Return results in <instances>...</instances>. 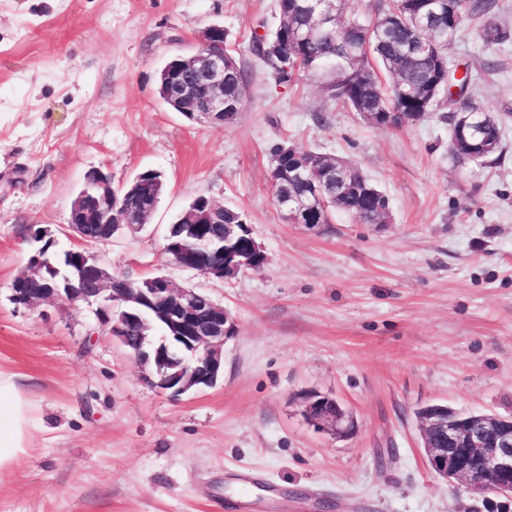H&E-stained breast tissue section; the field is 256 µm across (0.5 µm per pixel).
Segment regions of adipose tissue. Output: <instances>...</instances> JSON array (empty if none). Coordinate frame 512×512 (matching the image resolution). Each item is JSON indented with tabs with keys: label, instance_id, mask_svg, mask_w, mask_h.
Listing matches in <instances>:
<instances>
[{
	"label": "adipose tissue",
	"instance_id": "1",
	"mask_svg": "<svg viewBox=\"0 0 512 512\" xmlns=\"http://www.w3.org/2000/svg\"><path fill=\"white\" fill-rule=\"evenodd\" d=\"M27 408L13 376L0 372V468L24 451Z\"/></svg>",
	"mask_w": 512,
	"mask_h": 512
}]
</instances>
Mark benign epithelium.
<instances>
[{"instance_id": "1", "label": "benign epithelium", "mask_w": 512, "mask_h": 512, "mask_svg": "<svg viewBox=\"0 0 512 512\" xmlns=\"http://www.w3.org/2000/svg\"><path fill=\"white\" fill-rule=\"evenodd\" d=\"M334 10L336 0H312L308 11L310 27L325 25L334 17ZM224 62V27L212 24L202 31L191 55L170 58L163 72L166 105L198 124L222 126L231 122L239 103L224 96ZM469 117L468 112H451L448 122L468 149L470 159L478 161L483 153L469 141ZM285 164L288 180L306 185L310 193L280 195L274 204L290 223L311 225L326 213L324 188L336 180V167L316 166L294 148L282 145L272 154V166L280 168ZM152 174L151 170L145 171L128 183L116 185L108 172L93 169L72 203L69 229L82 240L85 226L96 224L101 231L100 242L107 243L124 227L148 223L159 197L144 202L134 221L128 216V202L142 193L145 179ZM201 224L224 225L223 254L231 259L230 266L236 272L247 270L265 255L264 247L253 236L249 237L247 249H239L244 221L224 223V205L210 198L184 215L183 229L195 231ZM47 236L46 232L33 233L38 247L17 277L20 282L40 278L47 282V287L35 295L23 288L13 291L16 303L32 307L57 301L74 304L101 299L102 325L109 328L114 341L128 345V324L141 323V336L131 347V355L141 364L153 367L154 377L149 379L152 385L179 396L217 384L224 373V343L236 330L235 320L226 308L194 288L174 287L163 275L147 278L134 288L120 287L112 273L85 250L73 251L68 257L91 280L92 290L78 293L72 290L69 276L52 263L48 249L42 246ZM165 249L181 257L178 266L183 269L224 278L222 264L196 268L197 251L185 250L172 227L165 238ZM148 313L162 317L168 335L180 341L186 353L187 370L166 371L168 345L164 341L155 344L149 338L154 326L146 318ZM424 409L426 414L420 423L424 458L432 472L469 495L471 503L461 505L460 510L512 512V416L470 415L450 410L446 404L426 405ZM304 412L317 426L338 438L348 437L356 430L353 414L334 399L309 401Z\"/></svg>"}]
</instances>
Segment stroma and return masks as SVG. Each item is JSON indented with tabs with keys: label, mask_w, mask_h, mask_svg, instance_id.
<instances>
[{
	"label": "stroma",
	"mask_w": 512,
	"mask_h": 512,
	"mask_svg": "<svg viewBox=\"0 0 512 512\" xmlns=\"http://www.w3.org/2000/svg\"><path fill=\"white\" fill-rule=\"evenodd\" d=\"M212 24L247 73L222 126L189 122L157 90L165 61ZM278 24L276 0H0V371L29 417L0 512H455L416 409L512 414V40L486 45L467 19L447 49L474 76L473 103L506 118L505 158L461 166L447 98L380 131L330 98L331 70L276 82L252 36ZM279 143L355 164L387 195L386 223H288L270 180ZM94 168L117 184L163 173L149 223L91 250L111 273H160L224 305L236 333L214 387L151 386L94 306L14 303L35 229L76 246L69 212ZM198 195L245 213L264 268L222 280L164 255ZM320 396L353 413V435L307 422Z\"/></svg>",
	"instance_id": "35a3bbf8"
}]
</instances>
